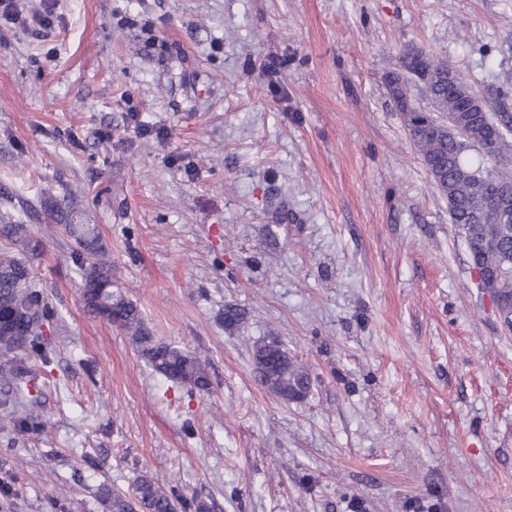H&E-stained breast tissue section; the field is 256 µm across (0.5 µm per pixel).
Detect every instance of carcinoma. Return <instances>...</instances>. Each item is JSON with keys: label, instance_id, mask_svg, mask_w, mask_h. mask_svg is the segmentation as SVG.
Here are the masks:
<instances>
[{"label": "carcinoma", "instance_id": "carcinoma-1", "mask_svg": "<svg viewBox=\"0 0 512 512\" xmlns=\"http://www.w3.org/2000/svg\"><path fill=\"white\" fill-rule=\"evenodd\" d=\"M401 72L390 77L388 92L402 112L408 136L422 157L436 190L448 199L449 221L467 245L472 267L497 274L485 290L497 310L512 315V74L482 95L448 62L431 51L402 50ZM418 88L433 111L417 107L410 88ZM77 245L75 260L86 312L124 331L151 369L188 392H207V366L190 352L158 342L132 301L112 291V268L99 260L104 245L90 224L61 225ZM0 416L21 433L41 427L38 416L17 409L18 400L36 402L41 394L30 383L32 370L48 373L55 350L52 333L56 310L35 283L33 264L40 246L27 224H0ZM244 322L235 305L224 307V327ZM284 358L286 371L275 383L262 381L274 395L292 390L305 398L310 376L289 356L283 343L269 337L254 345L256 371L271 355ZM112 512H209L203 500L166 493L147 475L139 478L135 495L127 498L106 489Z\"/></svg>", "mask_w": 512, "mask_h": 512}]
</instances>
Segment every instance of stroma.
I'll list each match as a JSON object with an SVG mask.
<instances>
[{"instance_id": "stroma-1", "label": "stroma", "mask_w": 512, "mask_h": 512, "mask_svg": "<svg viewBox=\"0 0 512 512\" xmlns=\"http://www.w3.org/2000/svg\"><path fill=\"white\" fill-rule=\"evenodd\" d=\"M60 11L47 38L0 27V221L40 241L57 312L43 426L0 427V512H110L99 488L129 496L144 473L211 512H512V330L388 95L407 47L481 91L512 73V0ZM60 207L209 392L84 310ZM269 336L310 373L306 398L259 383Z\"/></svg>"}]
</instances>
